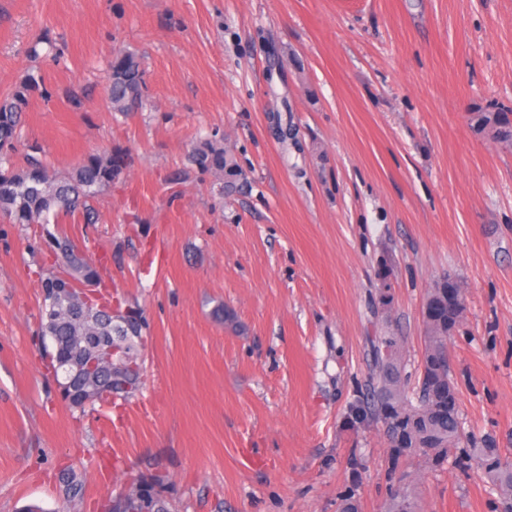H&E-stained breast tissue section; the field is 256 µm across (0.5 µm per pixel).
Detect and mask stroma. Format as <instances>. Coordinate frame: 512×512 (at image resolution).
<instances>
[{
  "label": "stroma",
  "instance_id": "1",
  "mask_svg": "<svg viewBox=\"0 0 512 512\" xmlns=\"http://www.w3.org/2000/svg\"><path fill=\"white\" fill-rule=\"evenodd\" d=\"M40 38L61 57L31 58ZM119 49L147 70L126 116L104 83ZM29 71L14 167L31 147L57 175L130 163L94 223L0 216V512H104L143 477L169 512H338L349 492L385 512L407 482L420 512H504L475 462L395 456L377 416H347L372 337L394 330L421 365L447 273L466 295L447 340L462 431L512 459V139L475 125L512 120V0H0V97ZM214 134L222 179L190 161ZM52 234L142 316L128 399L59 396L39 336Z\"/></svg>",
  "mask_w": 512,
  "mask_h": 512
}]
</instances>
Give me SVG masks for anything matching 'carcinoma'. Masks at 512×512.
Wrapping results in <instances>:
<instances>
[{
	"mask_svg": "<svg viewBox=\"0 0 512 512\" xmlns=\"http://www.w3.org/2000/svg\"><path fill=\"white\" fill-rule=\"evenodd\" d=\"M146 71L133 52L118 51L106 75V87L112 111L126 114L142 105ZM40 87L39 79L25 74L9 97L0 99V151L14 147L27 95ZM192 163L198 168L224 177V147L217 139H206L194 150ZM128 167L127 154L114 150L106 155H92L65 176L49 172L43 162L32 157L26 169L0 168V214L14 224H57L59 217L82 209L87 222L94 215L90 200L118 180ZM63 269L44 283L41 310V335L53 337L56 369L68 368L70 359L91 345L112 339L109 315L92 306L85 307L79 297L63 294L55 287L61 275L86 285L94 282L96 270L70 247V240L55 239ZM465 310V289L455 282L451 295H444L439 281L428 289L424 306L425 353L423 368L415 386H409L401 338L392 334L372 340L375 370L373 391L377 397L379 419L387 428L397 455L419 451L429 461L439 464L455 450L459 458L472 459L495 484L512 512V463L498 448H462L459 397L448 374L446 342L460 325ZM68 500L80 497L82 485L76 475L63 472L59 477ZM157 478H142L109 512H124L127 504L138 512H167ZM389 512H415L412 498L402 488L392 494Z\"/></svg>",
	"mask_w": 512,
	"mask_h": 512,
	"instance_id": "1",
	"label": "carcinoma"
}]
</instances>
